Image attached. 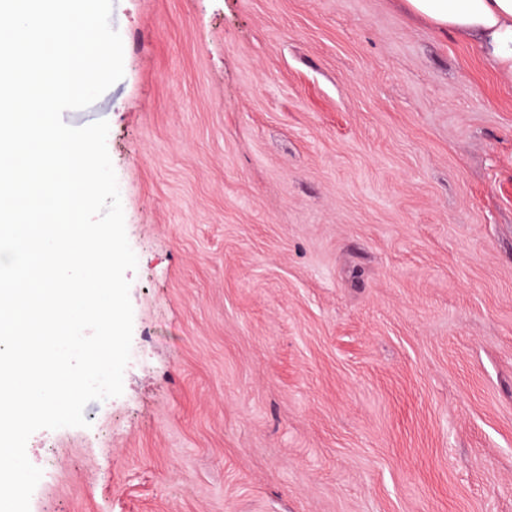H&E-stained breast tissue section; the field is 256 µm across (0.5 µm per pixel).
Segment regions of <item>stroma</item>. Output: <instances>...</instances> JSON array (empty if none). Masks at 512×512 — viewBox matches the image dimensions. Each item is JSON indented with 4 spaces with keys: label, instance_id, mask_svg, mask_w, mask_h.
<instances>
[{
    "label": "stroma",
    "instance_id": "obj_1",
    "mask_svg": "<svg viewBox=\"0 0 512 512\" xmlns=\"http://www.w3.org/2000/svg\"><path fill=\"white\" fill-rule=\"evenodd\" d=\"M123 393L30 512H512V78L404 0H113Z\"/></svg>",
    "mask_w": 512,
    "mask_h": 512
}]
</instances>
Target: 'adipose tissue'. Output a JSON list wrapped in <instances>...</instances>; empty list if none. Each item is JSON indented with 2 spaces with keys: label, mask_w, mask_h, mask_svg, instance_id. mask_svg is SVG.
<instances>
[{
  "label": "adipose tissue",
  "mask_w": 512,
  "mask_h": 512,
  "mask_svg": "<svg viewBox=\"0 0 512 512\" xmlns=\"http://www.w3.org/2000/svg\"><path fill=\"white\" fill-rule=\"evenodd\" d=\"M439 30L475 37L485 59L512 75V0H406Z\"/></svg>",
  "instance_id": "obj_1"
}]
</instances>
